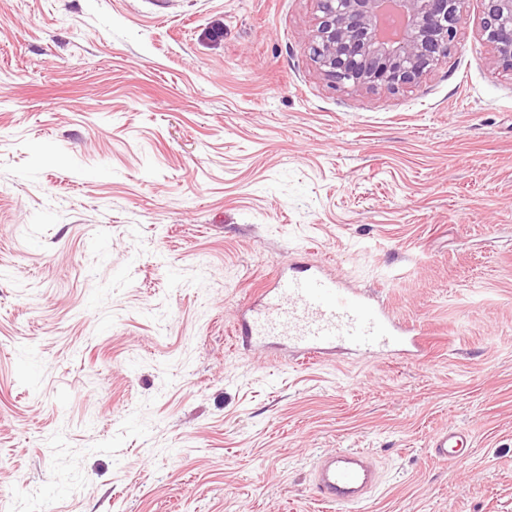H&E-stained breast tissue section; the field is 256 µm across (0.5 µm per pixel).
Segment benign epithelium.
Returning a JSON list of instances; mask_svg holds the SVG:
<instances>
[{
	"mask_svg": "<svg viewBox=\"0 0 512 512\" xmlns=\"http://www.w3.org/2000/svg\"><path fill=\"white\" fill-rule=\"evenodd\" d=\"M465 0H316L313 61L336 88L395 92L417 83L458 41ZM479 34L512 72V0H483Z\"/></svg>",
	"mask_w": 512,
	"mask_h": 512,
	"instance_id": "1",
	"label": "benign epithelium"
}]
</instances>
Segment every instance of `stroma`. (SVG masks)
<instances>
[{
    "mask_svg": "<svg viewBox=\"0 0 512 512\" xmlns=\"http://www.w3.org/2000/svg\"><path fill=\"white\" fill-rule=\"evenodd\" d=\"M466 0L396 93L331 86L314 0H0V512H512V76ZM418 359L236 336L288 264ZM453 427L473 446L429 456ZM380 482V471L369 454L358 448L323 455L312 473L315 497L346 509H359Z\"/></svg>",
    "mask_w": 512,
    "mask_h": 512,
    "instance_id": "1",
    "label": "stroma"
}]
</instances>
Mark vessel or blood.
Listing matches in <instances>:
<instances>
[{"instance_id": "1", "label": "vessel or blood", "mask_w": 512, "mask_h": 512, "mask_svg": "<svg viewBox=\"0 0 512 512\" xmlns=\"http://www.w3.org/2000/svg\"><path fill=\"white\" fill-rule=\"evenodd\" d=\"M238 330L257 341L279 340L314 360L342 345L365 355L378 349L403 354L425 352L421 329L394 322L384 305L348 288L334 276L305 270L268 282L259 300L246 309ZM471 445L468 433L445 428L431 439L429 452L440 460L457 459ZM381 482V474L362 449H339L320 457L313 469L315 497L355 512Z\"/></svg>"}]
</instances>
